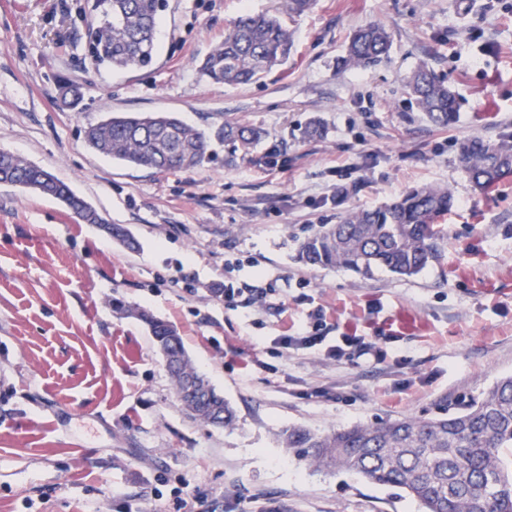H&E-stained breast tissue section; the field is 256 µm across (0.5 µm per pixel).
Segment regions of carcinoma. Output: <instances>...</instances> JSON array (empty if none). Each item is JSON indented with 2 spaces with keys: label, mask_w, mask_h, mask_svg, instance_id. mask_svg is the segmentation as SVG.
I'll list each match as a JSON object with an SVG mask.
<instances>
[{
  "label": "carcinoma",
  "mask_w": 512,
  "mask_h": 512,
  "mask_svg": "<svg viewBox=\"0 0 512 512\" xmlns=\"http://www.w3.org/2000/svg\"><path fill=\"white\" fill-rule=\"evenodd\" d=\"M101 15L86 20L96 65L134 71L152 64L155 30L164 0H96ZM294 33L279 16L246 12L224 32L198 67L201 77L226 85L257 84L288 62ZM392 49L389 30L368 23L350 35L341 65L364 71L386 61ZM407 95L417 111L442 126L450 125L458 101L432 69L419 66L407 81ZM83 86L63 83L58 100L70 106L83 97ZM220 137L233 151L250 154L265 137L260 128L225 121ZM85 142L93 150L129 166L169 172L191 170L209 162L210 136L173 112L122 113L89 124ZM459 161L474 187L494 190L512 176V141L468 139L459 145ZM0 185L19 187L52 197L78 215L84 224L106 219L51 172L19 155L0 152ZM454 200L446 187L423 186L372 210L347 213L300 246L306 265L332 266L372 277L380 270L414 277L437 258L441 219ZM158 349L173 358L168 368L175 394L187 400L188 383L199 376L168 322L141 311ZM191 416L209 422L224 413V425L235 412L224 396L207 386ZM285 448L315 466L351 470L366 481L400 490L418 503L420 512H512V376L499 379L481 399L454 411L442 405L431 416H402L373 425H353L328 434L291 427L282 431Z\"/></svg>",
  "instance_id": "obj_1"
}]
</instances>
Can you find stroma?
<instances>
[{
    "mask_svg": "<svg viewBox=\"0 0 512 512\" xmlns=\"http://www.w3.org/2000/svg\"><path fill=\"white\" fill-rule=\"evenodd\" d=\"M92 4L0 0V152L49 170L136 241L0 186V512H418L351 471L315 468L279 435L429 414L512 375V178L481 193L457 157L462 140L512 136V0H317L289 20L288 62L240 86L203 81L196 65L235 18L278 0H166L156 58L133 72L93 66ZM371 21L391 31L389 61L341 71L349 35ZM423 62L458 96L451 125L409 100ZM67 80L86 86L74 109L56 99ZM122 112H174L215 133L242 120L268 136L245 159L215 137L205 166L156 173L86 146L88 123ZM315 115L328 131L310 141ZM426 185L457 204L419 275L299 261L322 226ZM226 283L273 294L227 304L214 292ZM142 311L176 328L233 425L182 408ZM317 311L325 343L279 347ZM343 332L387 338L386 359L330 358Z\"/></svg>",
    "mask_w": 512,
    "mask_h": 512,
    "instance_id": "1",
    "label": "stroma"
}]
</instances>
